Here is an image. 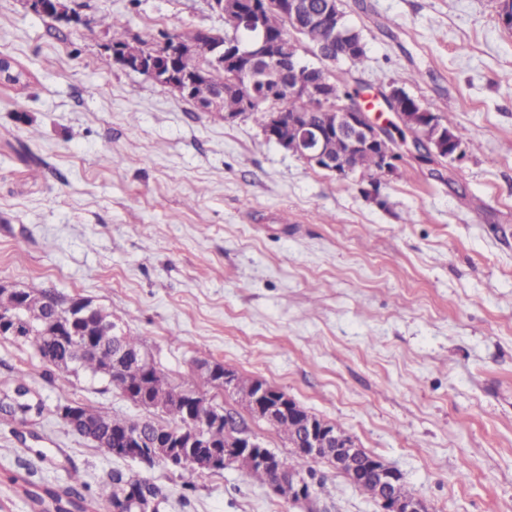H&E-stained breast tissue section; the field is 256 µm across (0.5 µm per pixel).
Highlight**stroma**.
Returning a JSON list of instances; mask_svg holds the SVG:
<instances>
[{
    "mask_svg": "<svg viewBox=\"0 0 512 512\" xmlns=\"http://www.w3.org/2000/svg\"><path fill=\"white\" fill-rule=\"evenodd\" d=\"M80 23L0 0V282L91 299L173 382L203 362L264 380L397 469L432 512H512V30L497 0H342L362 34L361 103L399 83L465 137L378 186L309 167L253 119L200 111L113 63L128 35L223 33L208 0H72ZM421 79H414V72ZM47 412L0 421V512L14 475L147 479L161 512H299L230 465L177 472L113 456L52 416L76 401L149 418L107 380L61 373L0 337V393ZM49 454L40 460L36 449ZM467 479H460L462 465ZM323 512H378L336 469Z\"/></svg>",
    "mask_w": 512,
    "mask_h": 512,
    "instance_id": "1",
    "label": "stroma"
}]
</instances>
